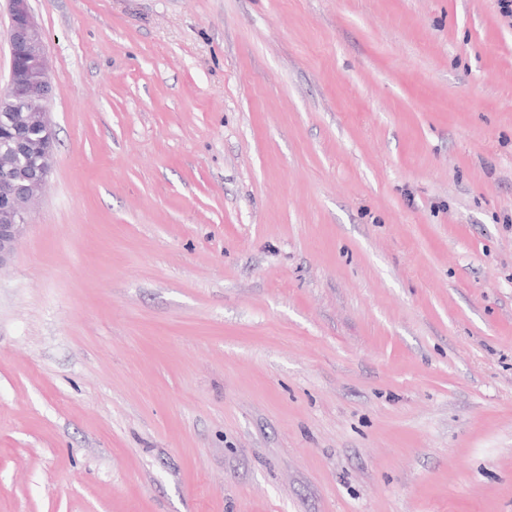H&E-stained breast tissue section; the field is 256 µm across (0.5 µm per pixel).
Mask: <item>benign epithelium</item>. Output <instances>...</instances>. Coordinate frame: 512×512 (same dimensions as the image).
<instances>
[{"mask_svg":"<svg viewBox=\"0 0 512 512\" xmlns=\"http://www.w3.org/2000/svg\"><path fill=\"white\" fill-rule=\"evenodd\" d=\"M8 16L10 79L0 91V138L8 145L0 159V267L12 260L27 229L29 205L54 163V131L46 112L52 85L43 31L29 0H8Z\"/></svg>","mask_w":512,"mask_h":512,"instance_id":"benign-epithelium-1","label":"benign epithelium"}]
</instances>
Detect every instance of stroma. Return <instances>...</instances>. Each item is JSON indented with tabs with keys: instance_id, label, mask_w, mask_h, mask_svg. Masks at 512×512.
<instances>
[{
	"instance_id": "1",
	"label": "stroma",
	"mask_w": 512,
	"mask_h": 512,
	"mask_svg": "<svg viewBox=\"0 0 512 512\" xmlns=\"http://www.w3.org/2000/svg\"><path fill=\"white\" fill-rule=\"evenodd\" d=\"M31 7L0 512H512L500 0Z\"/></svg>"
}]
</instances>
